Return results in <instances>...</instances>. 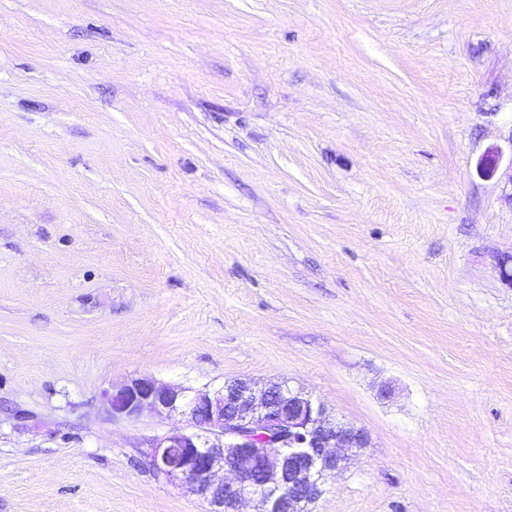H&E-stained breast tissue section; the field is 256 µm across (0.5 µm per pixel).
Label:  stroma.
Listing matches in <instances>:
<instances>
[{"label": "stroma", "instance_id": "obj_1", "mask_svg": "<svg viewBox=\"0 0 512 512\" xmlns=\"http://www.w3.org/2000/svg\"><path fill=\"white\" fill-rule=\"evenodd\" d=\"M511 163L512 0H0V512H207L143 375L365 429L312 512H512Z\"/></svg>", "mask_w": 512, "mask_h": 512}]
</instances>
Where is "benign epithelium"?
I'll use <instances>...</instances> for the list:
<instances>
[{"label":"benign epithelium","mask_w":512,"mask_h":512,"mask_svg":"<svg viewBox=\"0 0 512 512\" xmlns=\"http://www.w3.org/2000/svg\"><path fill=\"white\" fill-rule=\"evenodd\" d=\"M495 271L512 286V253L497 259ZM103 397L114 416L136 418L145 410L188 416L189 430L147 440L143 455L153 472L187 488L209 512H240L252 496L265 512H304L322 495L324 476L341 468L344 452L370 444L364 429L279 383L260 388L237 379L210 391L142 376Z\"/></svg>","instance_id":"obj_1"}]
</instances>
